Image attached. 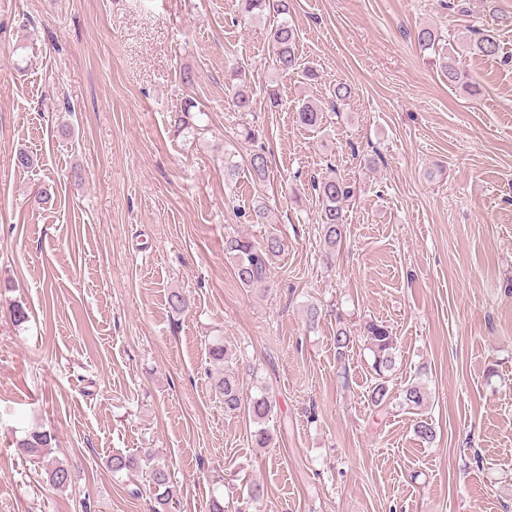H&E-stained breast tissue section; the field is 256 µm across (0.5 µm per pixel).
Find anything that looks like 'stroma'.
<instances>
[{
	"label": "stroma",
	"mask_w": 512,
	"mask_h": 512,
	"mask_svg": "<svg viewBox=\"0 0 512 512\" xmlns=\"http://www.w3.org/2000/svg\"><path fill=\"white\" fill-rule=\"evenodd\" d=\"M291 3L315 83L274 69V17H243L238 0H0V512H151L132 492L144 474L107 464L131 448L167 460L179 512L214 497L237 512L255 484L260 512H512V61L460 52L482 87L471 97L414 33L456 42L491 28L481 8ZM236 66L249 112L224 84ZM339 82L351 96L337 104ZM188 96L205 110L194 138L173 128ZM306 101L323 108L320 132L296 121ZM246 125L270 162L261 188L224 177L225 157H246ZM22 150L33 167L15 166ZM334 173L355 193L329 258L312 184ZM260 202L268 223H248ZM272 228L287 244L273 278L243 287L224 235ZM173 291L187 310L170 308ZM340 320L358 338L342 362ZM369 320L396 342L381 409ZM216 336L253 368L245 393L276 401L270 447L212 391ZM415 381L417 410L402 401ZM422 416L433 443L414 433ZM35 429L74 465L68 487L18 454Z\"/></svg>",
	"instance_id": "1"
}]
</instances>
